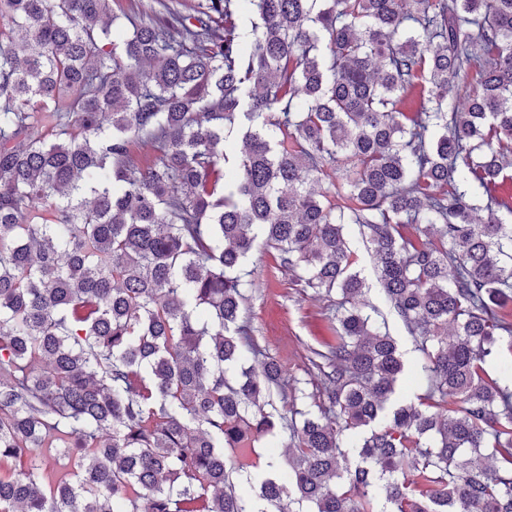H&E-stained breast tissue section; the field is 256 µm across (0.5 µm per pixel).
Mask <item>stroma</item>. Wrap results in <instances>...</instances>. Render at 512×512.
Wrapping results in <instances>:
<instances>
[{
  "instance_id": "stroma-1",
  "label": "stroma",
  "mask_w": 512,
  "mask_h": 512,
  "mask_svg": "<svg viewBox=\"0 0 512 512\" xmlns=\"http://www.w3.org/2000/svg\"><path fill=\"white\" fill-rule=\"evenodd\" d=\"M348 239L358 254L359 267L370 290L367 297L377 309L378 319L384 320L403 354L406 374L399 392L406 400L423 394L425 381L420 371L421 355L416 342L385 302L376 280L373 260L358 234L350 226ZM277 251L255 248L244 263L240 274L252 284L245 303V315L250 320L259 344L275 358L288 377L308 382L303 355L306 346H319L330 339L328 315L331 298L303 290L296 284L292 272L279 268Z\"/></svg>"
}]
</instances>
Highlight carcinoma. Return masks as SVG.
<instances>
[{
  "label": "carcinoma",
  "mask_w": 512,
  "mask_h": 512,
  "mask_svg": "<svg viewBox=\"0 0 512 512\" xmlns=\"http://www.w3.org/2000/svg\"><path fill=\"white\" fill-rule=\"evenodd\" d=\"M121 17L0 0V512H512V0ZM260 238L338 295L310 394L240 320ZM277 428L286 469L240 493ZM348 239L353 250L358 254L359 269L367 279L370 291L367 298L373 306L376 307L378 313L369 312L382 322L383 319L390 334L397 340L400 351L403 354V360L406 365V374L399 387V393L407 400H415L417 395L424 392L425 381L420 371V352L416 348V342L407 329L404 327L398 317L391 311L385 302L380 291V286L376 280L373 268V260L370 253L361 241L358 234V227L354 224L349 226Z\"/></svg>",
  "instance_id": "1"
}]
</instances>
